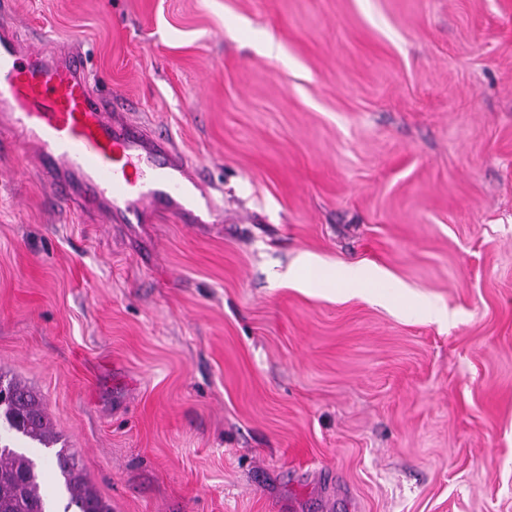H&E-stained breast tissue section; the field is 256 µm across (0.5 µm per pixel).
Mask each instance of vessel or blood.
Instances as JSON below:
<instances>
[{
    "label": "vessel or blood",
    "instance_id": "1",
    "mask_svg": "<svg viewBox=\"0 0 512 512\" xmlns=\"http://www.w3.org/2000/svg\"><path fill=\"white\" fill-rule=\"evenodd\" d=\"M0 23V151L36 144L42 173L63 205L108 206L114 218L155 214L220 223L208 189L170 143L126 120L115 97L94 92L80 51L22 49Z\"/></svg>",
    "mask_w": 512,
    "mask_h": 512
}]
</instances>
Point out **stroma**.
<instances>
[{
  "instance_id": "1",
  "label": "stroma",
  "mask_w": 512,
  "mask_h": 512,
  "mask_svg": "<svg viewBox=\"0 0 512 512\" xmlns=\"http://www.w3.org/2000/svg\"><path fill=\"white\" fill-rule=\"evenodd\" d=\"M8 18L81 49L223 211L117 224L36 145L0 155V375L112 512H512V0ZM306 254L370 288L285 279Z\"/></svg>"
}]
</instances>
